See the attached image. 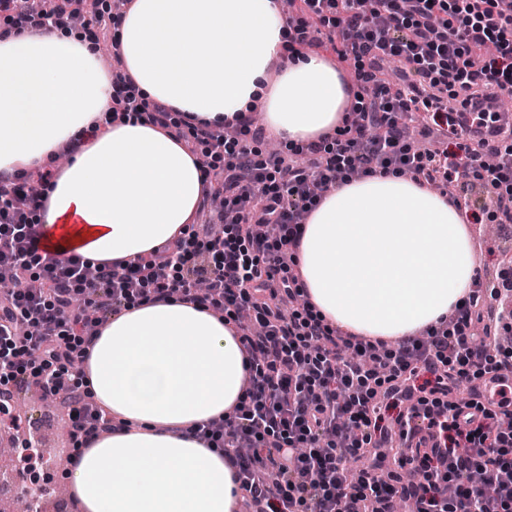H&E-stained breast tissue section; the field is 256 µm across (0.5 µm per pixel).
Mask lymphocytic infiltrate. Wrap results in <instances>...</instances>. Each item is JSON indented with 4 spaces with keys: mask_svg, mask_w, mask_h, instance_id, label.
I'll use <instances>...</instances> for the list:
<instances>
[{
    "mask_svg": "<svg viewBox=\"0 0 512 512\" xmlns=\"http://www.w3.org/2000/svg\"><path fill=\"white\" fill-rule=\"evenodd\" d=\"M42 11L0 0L9 28L45 30L80 16L78 0H44ZM295 13L327 28L340 61H352L359 95L350 121L311 144L300 160L257 157L242 137H219L206 126L175 125L159 102L139 101L131 77L112 72V99L183 140L223 151L224 164L206 170L224 192L220 223L234 237L207 231L158 247L134 260L89 269L80 255L44 261L30 221L37 199L22 176L0 180V264L38 277V293L0 289V405L10 385L37 383L56 396L78 397L70 436L81 445L125 422L76 380L82 358L102 323L132 298L172 296L236 320L249 309L263 331L238 330L249 360L244 393L232 412L193 433L223 450L238 489L253 512H393L397 499L419 512H506L512 507V394L458 404L461 384L512 371V353L474 343L471 327L487 300L512 297V268L496 284L477 288L448 318L423 336L388 343L331 327L300 302L296 250L302 227L296 211H311L328 189L354 173L408 172L419 185H466L477 180L489 199L464 202L473 215L512 222V123L484 109L495 93H512V0H294ZM398 60L402 78L378 75L379 60ZM415 117L421 134L439 127L456 150L422 151L394 124L395 113ZM94 302L98 322L86 323L72 300ZM397 435L399 468L412 481L379 483L370 470L349 476L344 462L370 457ZM253 449L238 453L241 444ZM484 472L498 491L485 496L471 476ZM455 486V497L445 493Z\"/></svg>",
    "mask_w": 512,
    "mask_h": 512,
    "instance_id": "obj_1",
    "label": "lymphocytic infiltrate"
}]
</instances>
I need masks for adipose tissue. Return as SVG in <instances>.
<instances>
[{
	"mask_svg": "<svg viewBox=\"0 0 512 512\" xmlns=\"http://www.w3.org/2000/svg\"><path fill=\"white\" fill-rule=\"evenodd\" d=\"M137 96L176 119L232 125L262 105L281 146L342 124L353 99L321 55L292 51L280 0H134L117 33ZM79 141L66 165L63 143ZM199 152L112 110L99 46L58 26L0 39V178L59 166L43 184L40 244L93 265L147 255L186 231L205 194ZM464 211L394 173L337 185L307 217L300 285L332 327L396 341L437 326L476 262ZM231 324L180 298L108 322L80 371L130 422L67 461L82 512H238L235 469L183 428L231 411L247 374Z\"/></svg>",
	"mask_w": 512,
	"mask_h": 512,
	"instance_id": "adipose-tissue-1",
	"label": "adipose tissue"
}]
</instances>
